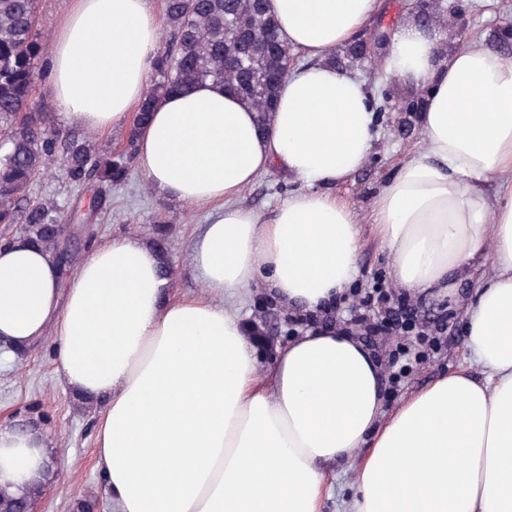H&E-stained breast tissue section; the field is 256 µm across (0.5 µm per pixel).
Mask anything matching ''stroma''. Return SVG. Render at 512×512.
Returning <instances> with one entry per match:
<instances>
[{"mask_svg":"<svg viewBox=\"0 0 512 512\" xmlns=\"http://www.w3.org/2000/svg\"><path fill=\"white\" fill-rule=\"evenodd\" d=\"M466 23L471 35L482 38L484 47L512 61V39L503 40L500 31L512 26V0H487L484 7L470 8ZM379 56H368L356 66V73L366 80L375 103L386 104L378 115L379 136L361 169L349 182L339 187V194L354 207L363 246L359 257L357 286L366 285L373 275H382L388 285H395L392 260L371 231L370 210L374 195L390 181L399 164L423 143L419 125L410 124L398 104L418 90L402 80L384 77L379 69ZM302 182L277 169L262 173L239 199L241 205L260 213L272 211L288 194L302 189ZM30 200L56 199L65 208L87 211L90 193L73 189L58 173L50 172L31 186ZM210 209L173 202L157 195L149 186L140 162H133L127 182L112 190V204L99 223L78 226V251L90 243H104L112 238L130 235L153 240L158 219H166L170 258L173 265L171 291L174 296L199 294L203 284L189 263V250L209 221ZM494 268L477 262L467 278L456 281L452 288L423 293L420 315L431 320L441 308L455 312L443 336L438 356L419 366L400 384L386 408H395L407 395L426 386L441 373L455 369L469 358L462 317L471 308L479 283L490 279ZM238 313L244 325L255 324L268 332L273 346L257 349V368L266 372L276 356L275 348L288 339L289 309L271 299L262 284L252 285ZM29 407L40 408L48 428V446L57 456L63 471L61 480L44 498L43 512H70L71 503L95 493L103 496L102 512H113L111 500L96 467L94 455V412L78 407L71 391L59 379L54 362V338L45 336L24 358L0 356V413Z\"/></svg>","mask_w":512,"mask_h":512,"instance_id":"1","label":"stroma"}]
</instances>
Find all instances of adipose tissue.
Masks as SVG:
<instances>
[{"mask_svg":"<svg viewBox=\"0 0 512 512\" xmlns=\"http://www.w3.org/2000/svg\"><path fill=\"white\" fill-rule=\"evenodd\" d=\"M281 38L308 57L267 125L206 81L160 99L139 134L149 185L214 211L190 252L204 294L172 297L162 257L124 236L71 272L25 237L0 246V341L56 339L57 372L95 404L96 465L117 512H323L327 474L352 449L351 512H512V63L469 40L446 48L397 25L383 74L424 88L422 148L373 201L372 232L407 289L447 287L489 256L468 324L471 363L394 410L355 337H294L265 374L231 302L263 283L317 311L359 275L355 211L334 194L378 135L365 80L333 50L385 15L384 0H267ZM151 0H72L50 57L63 121L127 125L156 65ZM304 182L267 215L238 204L263 172ZM39 430L0 428V482L38 478Z\"/></svg>","mask_w":512,"mask_h":512,"instance_id":"adipose-tissue-1","label":"adipose tissue"}]
</instances>
